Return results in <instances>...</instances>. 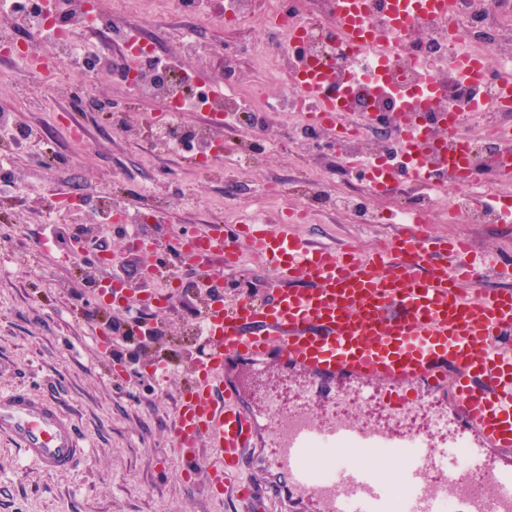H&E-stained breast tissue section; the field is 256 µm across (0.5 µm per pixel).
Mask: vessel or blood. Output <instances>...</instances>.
Here are the masks:
<instances>
[{
    "instance_id": "b4317fda",
    "label": "vessel or blood",
    "mask_w": 512,
    "mask_h": 512,
    "mask_svg": "<svg viewBox=\"0 0 512 512\" xmlns=\"http://www.w3.org/2000/svg\"><path fill=\"white\" fill-rule=\"evenodd\" d=\"M335 17L357 40L361 25L347 0ZM258 265L226 303L211 289L203 306L207 349L178 396L175 452L184 474L199 450L207 482L259 512H512V465H491L490 450H512V291L491 289L486 262L465 238L436 239L424 216L401 225L375 250L353 243H312L263 224H221L169 243L177 264L215 277L240 273L241 243ZM129 281H96L98 308L128 299ZM264 289L253 297V289ZM303 377L291 406L253 383L269 368ZM389 403L380 420L341 414L351 399ZM22 459L68 475L88 448L52 399L26 390L0 392V436ZM384 448L398 463L405 491L394 500L388 480L365 455ZM462 448L483 477L465 491L460 470L438 452ZM266 483L242 480L243 468Z\"/></svg>"
}]
</instances>
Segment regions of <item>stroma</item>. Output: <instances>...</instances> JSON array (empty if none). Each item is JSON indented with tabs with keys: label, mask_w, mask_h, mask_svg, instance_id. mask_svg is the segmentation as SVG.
<instances>
[{
	"label": "stroma",
	"mask_w": 512,
	"mask_h": 512,
	"mask_svg": "<svg viewBox=\"0 0 512 512\" xmlns=\"http://www.w3.org/2000/svg\"><path fill=\"white\" fill-rule=\"evenodd\" d=\"M127 13L142 15L141 30L156 38L160 55L207 83L231 77L251 84L255 60L248 48L272 37L261 25L238 31L207 27L200 36L212 55L208 66L201 67L181 55L185 20L170 12L163 0H128ZM98 89L103 100L121 110L127 131L114 133L103 113L85 112V133L74 141L48 122L49 113L72 104L68 71H61L47 92L0 82V109L14 111L17 123L41 136L40 142L14 151L15 180L0 191V390L23 388L54 399L90 444L77 474L57 477L26 465L0 437V512H245L233 498H212L206 457H199L196 474L188 481L173 451L170 428L177 390L191 377L190 362L206 348L204 338L190 332L202 296L184 299L146 333L129 334V327L147 317L137 300L93 314V288L78 280L74 264L60 260L72 247L73 225H62V241L42 244L41 214L29 201L51 200L60 187L93 198L111 185L129 210L157 206L175 216V224L168 227L175 238L183 230L219 223L224 202L248 197L264 184L298 185L329 161L330 151L299 153L287 147L259 158L229 183L224 161L202 167L192 153L151 147L144 121L158 110V103L132 101L121 78L111 72L100 75ZM48 150L69 161L51 176L40 165L41 154ZM147 182L153 186L148 197L139 192ZM429 224L437 236L465 237L477 251L512 257L511 226L471 224L460 218L444 221L437 215ZM288 230L317 242L338 245L354 240L369 248L390 237L395 227L362 224L352 210L326 208L315 220L289 225ZM102 331L111 337V352H101L94 341ZM158 355L170 362L164 385L149 375ZM117 365L125 378L116 384L108 375Z\"/></svg>",
	"instance_id": "35a3bbf8"
}]
</instances>
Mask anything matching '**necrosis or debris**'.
Returning <instances> with one entry per match:
<instances>
[{"mask_svg": "<svg viewBox=\"0 0 512 512\" xmlns=\"http://www.w3.org/2000/svg\"><path fill=\"white\" fill-rule=\"evenodd\" d=\"M178 14L190 22L180 35L182 52L204 61L209 49L199 39L202 28L216 23L244 27L257 22L270 28L275 42L253 51L263 69L256 82L240 87L229 82L222 96L198 87L185 73L158 62L153 39L127 37L126 27L113 24L111 14L93 7L89 0H0V43L12 45L16 77L38 90L52 88L56 68L68 69L81 86L83 111H105L96 93L98 64L108 61L111 48L126 59L125 80L132 98L159 102L166 117L152 122L153 142L175 149L182 137L197 144V159L212 161L225 153L224 136L213 125L203 128L181 123L184 112L222 115L238 129L233 149L239 167L254 157L278 150L252 116L268 113L288 131V142L309 151L323 131L308 115L314 102L304 95L298 78L318 70L326 82L325 96L334 101L357 135L336 143V167L354 169L357 161L370 159L378 168L414 167L438 160L437 152L408 147L409 137L443 133L448 147L465 145L464 164L471 178L470 192L447 196L441 189L409 183L380 186L368 180L358 194L339 198L330 187L328 171L313 173L297 187L268 185L252 199L232 206L238 223H266V203L277 200L281 214L309 215L316 207L352 208L365 224H403L416 213L442 211L473 224L501 223L504 210L512 211V191L498 183L495 170L512 155V97H501L497 77L512 74V0H455L445 18L417 14L399 29L390 28L383 0H367L365 11L381 39L364 44L345 40L332 18V0H225L224 11L203 10L198 0H173ZM37 15L36 27L25 18ZM30 30L32 37L20 39ZM97 30L100 40L90 45L80 32ZM282 86L280 95H266V84ZM398 194L401 203L389 214L371 212V199ZM86 216L88 223L105 230L115 224L127 227V237L138 241L141 228L150 224L148 213H133L113 192H100L91 214H84L80 196L54 201L47 222Z\"/></svg>", "mask_w": 512, "mask_h": 512, "instance_id": "obj_1", "label": "necrosis or debris"}]
</instances>
